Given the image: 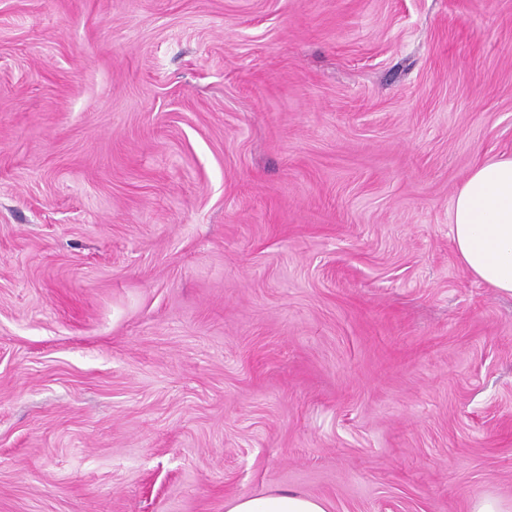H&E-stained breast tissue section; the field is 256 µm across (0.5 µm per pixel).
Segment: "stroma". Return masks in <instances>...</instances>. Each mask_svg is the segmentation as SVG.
Masks as SVG:
<instances>
[{
    "mask_svg": "<svg viewBox=\"0 0 512 512\" xmlns=\"http://www.w3.org/2000/svg\"><path fill=\"white\" fill-rule=\"evenodd\" d=\"M512 0H0V512L512 504ZM451 237L476 280L512 295V156L477 164L457 192ZM227 512H328L326 503L297 491L282 490L265 495L233 499Z\"/></svg>",
    "mask_w": 512,
    "mask_h": 512,
    "instance_id": "stroma-1",
    "label": "stroma"
}]
</instances>
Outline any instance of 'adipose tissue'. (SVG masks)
<instances>
[{"mask_svg":"<svg viewBox=\"0 0 512 512\" xmlns=\"http://www.w3.org/2000/svg\"><path fill=\"white\" fill-rule=\"evenodd\" d=\"M451 237L476 280L512 295V156L477 164L457 192ZM227 512H328L318 498L292 490L233 499Z\"/></svg>","mask_w":512,"mask_h":512,"instance_id":"ef3b65f1","label":"adipose tissue"}]
</instances>
